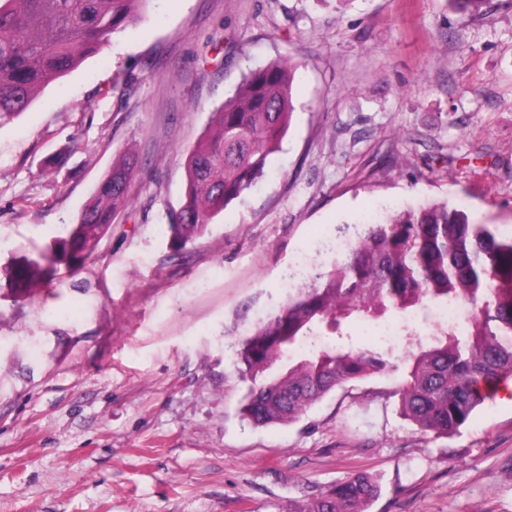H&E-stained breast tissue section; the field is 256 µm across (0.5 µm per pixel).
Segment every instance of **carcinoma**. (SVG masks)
<instances>
[{"label":"carcinoma","mask_w":512,"mask_h":512,"mask_svg":"<svg viewBox=\"0 0 512 512\" xmlns=\"http://www.w3.org/2000/svg\"><path fill=\"white\" fill-rule=\"evenodd\" d=\"M150 0H0V126L32 104L46 85L139 23ZM294 66L276 59L246 75L191 150L186 190L169 214L170 246L183 250L212 220L269 173L292 114ZM135 159L125 156L99 181L67 236L34 257L0 265V280L38 288L58 267L91 253L127 204ZM364 234L330 268L240 343L242 373L252 381L242 414L257 426L288 424L338 387L389 367L368 348L323 341L343 337L355 316L400 319L439 305L461 306L465 327L441 325L432 344L404 352L395 391L402 416L421 432L454 435L484 402L481 387L512 375V231L474 224L447 201L365 222ZM375 479L357 471L288 512H368Z\"/></svg>","instance_id":"1"}]
</instances>
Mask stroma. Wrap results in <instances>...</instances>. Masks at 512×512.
Listing matches in <instances>:
<instances>
[{"mask_svg":"<svg viewBox=\"0 0 512 512\" xmlns=\"http://www.w3.org/2000/svg\"><path fill=\"white\" fill-rule=\"evenodd\" d=\"M297 66L269 177L181 252L189 152L245 75ZM121 211L76 270L0 281V512H288L354 471L369 512H512V397L419 432L404 372L257 426L238 343L368 214L448 201L512 229V0H149L143 20L0 127V263L76 222L112 162Z\"/></svg>","mask_w":512,"mask_h":512,"instance_id":"35a3bbf8","label":"stroma"}]
</instances>
